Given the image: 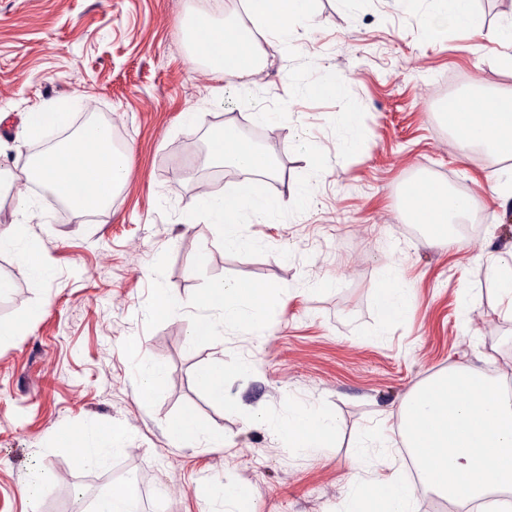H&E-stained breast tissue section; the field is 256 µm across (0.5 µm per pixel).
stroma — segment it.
Returning <instances> with one entry per match:
<instances>
[{
	"label": "stroma",
	"instance_id": "35a3bbf8",
	"mask_svg": "<svg viewBox=\"0 0 512 512\" xmlns=\"http://www.w3.org/2000/svg\"><path fill=\"white\" fill-rule=\"evenodd\" d=\"M427 6L316 0L247 86L194 62L182 40L202 11L243 21L240 0H0V170L20 173L89 119L128 148L130 166L111 207L80 222L32 191L28 230L51 280L31 284L20 257L0 252V271L15 275L0 323L37 313L0 335V512H56L69 479L90 474L56 439L90 422L121 437L124 461L165 486L175 512H221L205 494L216 481L239 486L252 512H342L355 480L403 465L397 447L376 471L353 459L356 445L396 435L410 389L461 363L512 380V319L485 279L512 251V198L493 190L512 162L457 151L439 117L441 98L512 88L501 65L512 50L463 28L425 31ZM49 100L69 102L68 128L25 138L24 112ZM255 112L282 119L261 125ZM348 113L359 124L350 149ZM227 121L260 131L277 165L264 192L282 213L241 223L257 245L237 252L203 218L186 220L204 188L242 180L204 162L208 132ZM418 180L469 196L472 233L440 246L405 219V189ZM390 265L409 290L402 319L377 304ZM225 280L279 289L266 331L190 336L197 300ZM246 359L253 369L238 376ZM143 362L164 371L147 399L137 394ZM216 362L217 393L198 381ZM309 406L334 416L338 434L301 453L280 424ZM183 419L223 431V450L183 446Z\"/></svg>",
	"mask_w": 512,
	"mask_h": 512
}]
</instances>
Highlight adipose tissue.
I'll return each mask as SVG.
<instances>
[{
  "label": "adipose tissue",
  "mask_w": 512,
  "mask_h": 512,
  "mask_svg": "<svg viewBox=\"0 0 512 512\" xmlns=\"http://www.w3.org/2000/svg\"><path fill=\"white\" fill-rule=\"evenodd\" d=\"M313 0H246L253 28L233 22L217 23L211 15L194 17L187 31L193 57L203 59L214 72L236 78H256L265 69L270 49L289 37L294 21L307 16ZM421 21L431 31H442L461 24L474 33H486L492 41L512 47V18L492 30H484L470 9V0H430ZM460 149L478 147L493 157L512 155V91L496 97L467 99L444 115ZM209 161L240 172L244 180L238 191L207 192L193 211L221 232L225 250L240 251L255 242L237 229L242 213L269 223L278 211L260 203L262 179L272 177L275 168L268 155L242 136L234 124L215 129L209 135ZM129 176L126 151L116 150L110 129L89 123L74 135L60 140L30 158L18 180L51 191L69 210L73 219L106 210L113 196ZM470 199L448 194L441 186L427 181L414 182L405 194V214L413 221L428 225L432 237L446 243L452 217L467 214ZM26 255L19 273L39 284L51 275L48 265L33 261L35 241L21 221L13 230L0 235V251ZM272 288H258L245 282H220L199 298L200 310L211 312L224 325L262 324L268 311ZM288 441L296 448L324 447L336 434L335 418L315 412L296 411L282 424ZM84 442L82 463L92 469L105 468L112 458L125 454L121 441L102 436L96 424L89 423L80 432ZM344 512H416L415 494L397 475L382 480L379 492H371L363 483H355Z\"/></svg>",
  "instance_id": "obj_1"
}]
</instances>
